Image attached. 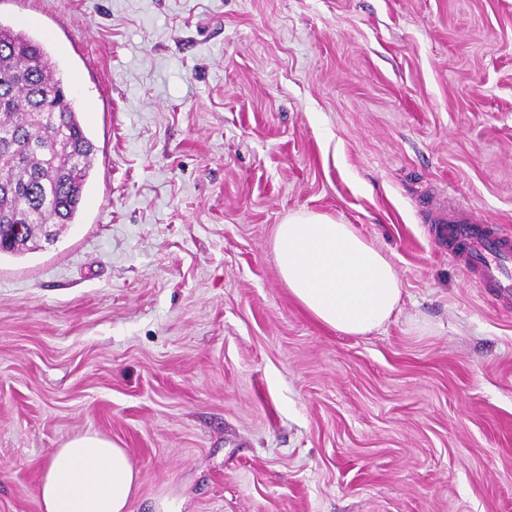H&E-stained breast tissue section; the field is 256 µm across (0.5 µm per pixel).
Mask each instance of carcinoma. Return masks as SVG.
<instances>
[{
    "mask_svg": "<svg viewBox=\"0 0 512 512\" xmlns=\"http://www.w3.org/2000/svg\"><path fill=\"white\" fill-rule=\"evenodd\" d=\"M62 89L46 46L0 25V255L76 221L96 147Z\"/></svg>",
    "mask_w": 512,
    "mask_h": 512,
    "instance_id": "1",
    "label": "carcinoma"
}]
</instances>
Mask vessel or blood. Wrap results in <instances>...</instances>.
I'll return each mask as SVG.
<instances>
[{
  "instance_id": "b4317fda",
  "label": "vessel or blood",
  "mask_w": 512,
  "mask_h": 512,
  "mask_svg": "<svg viewBox=\"0 0 512 512\" xmlns=\"http://www.w3.org/2000/svg\"><path fill=\"white\" fill-rule=\"evenodd\" d=\"M427 217L436 236L447 243L450 259L489 297L512 299V237L499 225L477 218L447 194L431 201Z\"/></svg>"
}]
</instances>
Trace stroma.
Here are the masks:
<instances>
[{"mask_svg":"<svg viewBox=\"0 0 512 512\" xmlns=\"http://www.w3.org/2000/svg\"><path fill=\"white\" fill-rule=\"evenodd\" d=\"M96 146L77 223L0 257V512L52 451L127 448L131 512H512V301L426 220L512 233V0H0ZM308 210L390 255L380 332L290 298Z\"/></svg>","mask_w":512,"mask_h":512,"instance_id":"stroma-1","label":"stroma"}]
</instances>
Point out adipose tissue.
<instances>
[{"label": "adipose tissue", "mask_w": 512, "mask_h": 512, "mask_svg": "<svg viewBox=\"0 0 512 512\" xmlns=\"http://www.w3.org/2000/svg\"><path fill=\"white\" fill-rule=\"evenodd\" d=\"M274 250L290 296L315 322L367 336L398 310L401 281L388 253L354 225L307 210L278 224ZM140 472L127 449L85 433L55 449L37 484L42 512H130Z\"/></svg>", "instance_id": "adipose-tissue-1"}]
</instances>
